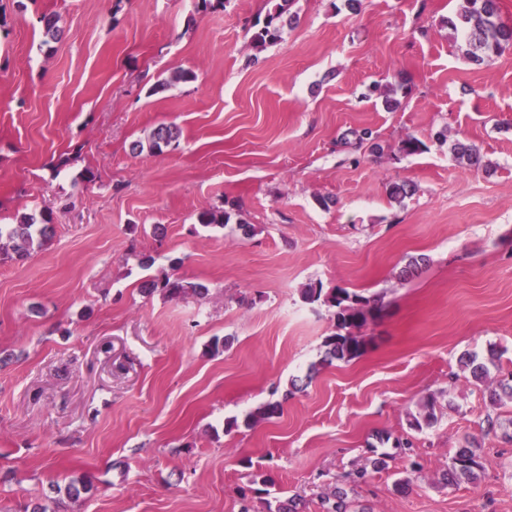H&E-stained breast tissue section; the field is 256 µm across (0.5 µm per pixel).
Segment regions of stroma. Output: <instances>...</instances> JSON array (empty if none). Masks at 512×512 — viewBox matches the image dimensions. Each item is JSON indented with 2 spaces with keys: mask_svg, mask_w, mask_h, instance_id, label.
<instances>
[{
  "mask_svg": "<svg viewBox=\"0 0 512 512\" xmlns=\"http://www.w3.org/2000/svg\"><path fill=\"white\" fill-rule=\"evenodd\" d=\"M196 3L0 0V224H53L0 265V512H276L294 495L323 512L348 486L365 512H512V442L487 424L512 403L460 364L512 370V48L469 63L445 24L458 0H294L261 50L266 0ZM401 76L397 111L365 98ZM162 124L177 147L134 150ZM365 127L383 155L342 145ZM410 135L426 152L400 153ZM458 136L494 173L449 153ZM228 201L250 234L198 224ZM167 275L206 291L143 292ZM310 283L381 296L363 356L325 361L334 320ZM467 436L486 468L448 485ZM294 0H269L262 26L253 32L251 42L256 49H263L268 44L280 40L285 27L297 24L298 17L289 12L290 2Z\"/></svg>",
  "mask_w": 512,
  "mask_h": 512,
  "instance_id": "1",
  "label": "stroma"
}]
</instances>
